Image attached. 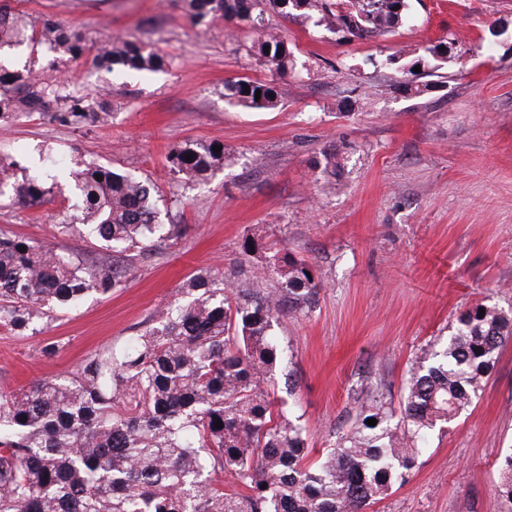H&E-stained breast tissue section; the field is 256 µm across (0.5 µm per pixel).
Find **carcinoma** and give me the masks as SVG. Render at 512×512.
<instances>
[{
  "label": "carcinoma",
  "instance_id": "obj_1",
  "mask_svg": "<svg viewBox=\"0 0 512 512\" xmlns=\"http://www.w3.org/2000/svg\"><path fill=\"white\" fill-rule=\"evenodd\" d=\"M259 2L186 0L197 24L259 22ZM268 3L284 15L315 12L346 39L387 35L410 20L408 0ZM43 43L62 62L91 51L52 16L33 19L0 0V51ZM255 51L273 71H288L291 52L280 34H266ZM92 63L99 71L152 73L166 59L146 41L107 33ZM225 97L272 110L282 87L240 79ZM33 112L74 127L110 116L106 101L74 94L66 81L31 65H0V121ZM213 146L179 143L171 169L188 186L212 177L224 167V151ZM18 164L0 158V195L10 192L27 207L68 195L74 223L58 225L59 233L88 237L103 251L87 260L0 233V325L35 336L53 311L121 287L128 252L145 250L175 225L162 224L147 178L89 163L18 181L10 173ZM264 271L278 287L262 296L198 275L184 288L186 299L158 311L125 348L102 349L75 372L0 393V512H366L406 480L430 431L472 405L512 338V312L483 303L465 309L446 345L416 362L399 410L375 395L362 398L351 428L310 463L301 426L271 394L282 361L274 326L285 313L310 311L321 283L307 261L286 253L269 256ZM369 418L377 424H366ZM224 474L234 480L229 490ZM496 489L512 502V451Z\"/></svg>",
  "mask_w": 512,
  "mask_h": 512
}]
</instances>
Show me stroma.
<instances>
[{
    "label": "stroma",
    "mask_w": 512,
    "mask_h": 512,
    "mask_svg": "<svg viewBox=\"0 0 512 512\" xmlns=\"http://www.w3.org/2000/svg\"><path fill=\"white\" fill-rule=\"evenodd\" d=\"M90 42L103 31L149 41L162 71H97L68 62L70 89L106 88L112 120L74 129L36 113L0 124V154L26 150L35 165L95 162L151 179L169 238L137 257L121 288L57 314L44 333L0 326V391L76 370L101 347L123 348L154 312L203 271L262 291L276 280L246 238L306 260L322 283L308 313L276 330L283 370L273 394L300 415L310 459L351 426L359 396L403 399L416 357L446 344L476 303L512 311V0H410L412 22L379 38L342 40L318 16L265 9L251 22L194 24L184 0H13ZM287 38L288 71L256 54L265 31ZM428 88L386 57H424ZM276 80V109L230 103L227 84ZM224 146V167L184 187L168 155L188 140ZM335 152V177L320 166ZM72 212L61 197L36 207L0 199V231L89 253L87 239L60 236ZM57 347L43 352L45 344ZM512 450V340L468 411L432 432L405 483L368 512H512L494 489Z\"/></svg>",
    "instance_id": "1"
}]
</instances>
